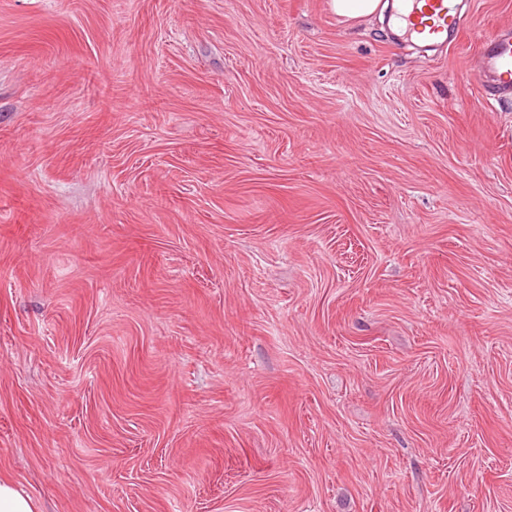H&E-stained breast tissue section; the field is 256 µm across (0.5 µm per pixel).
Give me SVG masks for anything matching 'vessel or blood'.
I'll use <instances>...</instances> for the list:
<instances>
[{"label":"vessel or blood","instance_id":"obj_1","mask_svg":"<svg viewBox=\"0 0 512 512\" xmlns=\"http://www.w3.org/2000/svg\"><path fill=\"white\" fill-rule=\"evenodd\" d=\"M398 18L408 35L422 36L438 44L448 43L461 29V15L455 0H400ZM478 78H488L503 90L512 89V28L486 42L480 53Z\"/></svg>","mask_w":512,"mask_h":512}]
</instances>
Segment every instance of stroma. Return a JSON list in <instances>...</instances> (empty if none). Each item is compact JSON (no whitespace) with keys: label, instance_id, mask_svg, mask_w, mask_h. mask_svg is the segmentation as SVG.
<instances>
[{"label":"stroma","instance_id":"stroma-1","mask_svg":"<svg viewBox=\"0 0 512 512\" xmlns=\"http://www.w3.org/2000/svg\"><path fill=\"white\" fill-rule=\"evenodd\" d=\"M0 0V478L44 512H512V0ZM330 5L337 16L346 19L371 16L376 13L383 18L389 8L392 11L397 7V3L390 4L388 0H330ZM399 1L401 8L396 16L406 23L411 37L422 35L435 44L447 45L461 29V15L455 0ZM478 78H490L505 91L512 88V28L505 29L483 45Z\"/></svg>","mask_w":512,"mask_h":512}]
</instances>
